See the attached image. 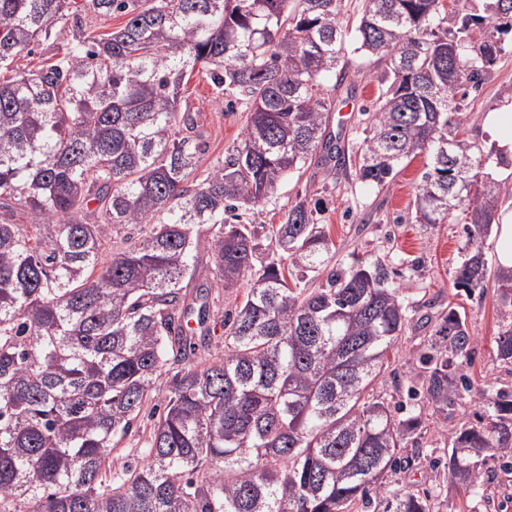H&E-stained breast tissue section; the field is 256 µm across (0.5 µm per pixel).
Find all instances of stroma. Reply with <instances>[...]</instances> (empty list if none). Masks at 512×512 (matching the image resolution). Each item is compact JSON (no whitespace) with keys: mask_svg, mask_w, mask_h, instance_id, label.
Here are the masks:
<instances>
[{"mask_svg":"<svg viewBox=\"0 0 512 512\" xmlns=\"http://www.w3.org/2000/svg\"><path fill=\"white\" fill-rule=\"evenodd\" d=\"M346 58V79L339 82L330 76L320 86L322 97L332 104L328 129L339 140L342 162L313 165L289 176L256 211H243L241 220L278 224L291 205L308 200L318 204L317 221L325 225L335 245L331 269H344L358 261L378 262L387 269L408 310V322L401 341L388 356L384 373L374 383L375 393L402 395L407 380L417 372L414 355L424 340L434 338L443 313L453 307L465 315L475 352L461 372L470 379L472 390L452 415L423 411V426L405 450L411 462L407 468L390 473L385 488L430 493L437 512H512V502L504 503L495 484L487 482L474 488L453 481L447 470L436 465L456 429L478 422L481 392L512 391V366L496 358L495 338L503 322L494 286L469 294L454 285L456 269L467 252L471 216L458 209L447 223H416L415 188L430 167L427 153L405 161L384 185H369L357 178L363 142L370 129L367 112L379 107L387 84L382 79L384 67L375 59L354 50L348 51ZM509 102L510 51L498 57L481 88L456 99L452 122L459 125L462 137L490 154L483 119ZM181 107L195 119L203 149L199 171L208 173L241 144L248 118L246 107L241 102L231 107L215 102L211 81L203 70L186 78ZM194 254L199 262L187 301L192 311L209 310L194 330L196 335L210 337L211 348L220 349L224 346V316L234 311L242 294L209 288L212 274L203 261L208 254L206 238H199Z\"/></svg>","mask_w":512,"mask_h":512,"instance_id":"stroma-1","label":"stroma"}]
</instances>
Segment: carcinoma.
Here are the masks:
<instances>
[{
	"label": "carcinoma",
	"instance_id": "carcinoma-1",
	"mask_svg": "<svg viewBox=\"0 0 512 512\" xmlns=\"http://www.w3.org/2000/svg\"><path fill=\"white\" fill-rule=\"evenodd\" d=\"M483 2L480 15L364 0L355 50L385 63L389 85L357 177L382 185L430 152L415 218L471 215L456 286L494 281L508 365L512 269L489 267L480 245L505 190L481 176L490 156L448 131L449 95L509 47L512 0ZM86 8L127 21L0 79V512H435L428 494L381 492L421 427L371 393L407 325L386 269L361 262L304 288L332 259L316 208L297 201L264 236L237 221L316 154L335 158L319 87L347 65L339 0H0V71ZM198 63L249 110L241 145L201 180L179 109ZM128 224L137 240L105 252ZM204 226L213 287L251 283L224 353L198 362L186 288ZM439 333L448 344L418 351L407 397L446 414L468 391L459 366L474 341L451 306ZM161 382L147 461L108 476ZM482 400L487 422L456 430L445 454L475 486L488 452L512 447V392Z\"/></svg>",
	"mask_w": 512,
	"mask_h": 512
}]
</instances>
